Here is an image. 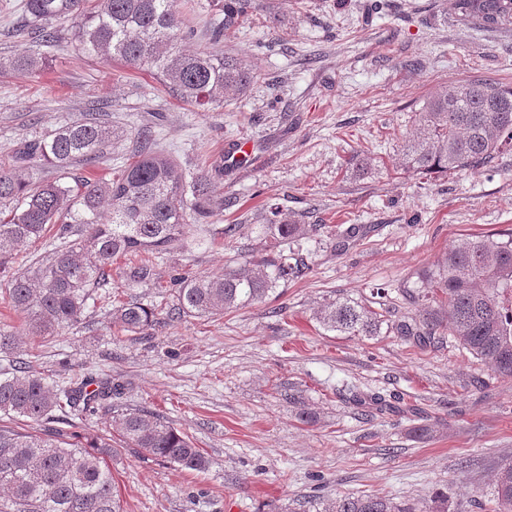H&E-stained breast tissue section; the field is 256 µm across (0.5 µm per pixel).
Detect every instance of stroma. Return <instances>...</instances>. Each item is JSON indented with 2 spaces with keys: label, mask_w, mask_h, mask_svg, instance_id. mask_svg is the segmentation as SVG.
I'll return each instance as SVG.
<instances>
[{
  "label": "stroma",
  "mask_w": 512,
  "mask_h": 512,
  "mask_svg": "<svg viewBox=\"0 0 512 512\" xmlns=\"http://www.w3.org/2000/svg\"><path fill=\"white\" fill-rule=\"evenodd\" d=\"M223 46L260 77L208 112L169 96L148 72L74 50L55 52L32 74H0V159L98 103L125 135L97 178L111 177L146 128L189 174L203 155L250 144L246 162L225 166L214 182L223 212L153 255L148 281L130 280L124 260L115 261L82 323L52 338L26 336L8 286L55 251L58 226L18 248L0 270V327L18 337L0 351V372L27 362L52 386L88 374L121 384L111 410L79 417L74 431L111 432L107 462L123 512H300L301 503L359 492L426 505L439 490L449 512H479L476 501H488L497 473L512 464V378L451 336L427 346L386 331L344 336L313 314L338 296L371 301L380 287L397 315L407 314L401 290L418 273L468 237L512 229V148L478 172L409 176L393 167L415 109L435 88L466 78L512 84V28L463 23L451 0H293L278 22L255 11ZM272 198L310 227L293 243L310 265L306 276L220 316L137 333L118 326L116 306L172 301L178 276L219 275L247 253L275 254L264 229ZM355 387L399 394L420 413L367 415L347 400ZM131 408L185 432L207 468L123 447L119 420ZM416 423L430 434L415 436Z\"/></svg>",
  "instance_id": "stroma-1"
}]
</instances>
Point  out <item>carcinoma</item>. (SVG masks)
<instances>
[{
	"label": "carcinoma",
	"instance_id": "cac0c4a2",
	"mask_svg": "<svg viewBox=\"0 0 512 512\" xmlns=\"http://www.w3.org/2000/svg\"><path fill=\"white\" fill-rule=\"evenodd\" d=\"M455 14L485 29L512 26V0H452ZM24 23L15 35L36 49L19 54L0 71L20 74L40 69L51 53L75 43L83 54L103 62L148 71L162 80L176 99L201 111L241 97L259 78L252 65L219 48L224 37L247 21L255 0H224V22L210 30L212 47L187 51L192 34L188 19L176 15L172 0H21ZM415 131L404 139L393 166L407 174L479 171L512 146V85L489 78L469 79L431 93L415 112ZM114 130L100 111L84 112L65 125L26 139L0 164V267L18 246L42 238L60 225L64 241L55 258L11 280L8 298L23 313L27 335L46 339L82 321L96 288L112 276L118 258L133 262L130 274L147 279L145 255L180 242L187 218L204 223L224 200L211 195L216 162H204L186 177L170 157L154 149L151 135L138 136L135 150L114 177L77 176L97 167L112 145ZM46 164L56 177L27 182L17 169ZM269 235L279 241L274 256H251L242 267H228L222 277L175 279V305L168 319L213 316L266 301L279 287L310 270L288 243L304 225L280 219L279 204L267 205ZM82 226L70 238L72 225ZM419 307L418 318H393L385 302L373 306L345 297L320 305L314 318L323 329L345 336L372 337L387 327L404 342L433 343L453 336L496 372L512 377V231L466 239L451 248L436 268L419 276L406 291ZM157 309L125 303L115 310L121 327L137 332L159 322ZM97 385L90 391L88 387ZM121 385L83 377L75 386L53 390L42 372L29 364L0 373V414L34 422L95 412ZM349 402L369 413H415L394 394L351 389ZM120 431L128 448H140L165 462L190 470L206 467L203 453L188 436L148 409L122 414ZM49 433L0 428V512H121L112 470L97 450ZM493 512H512V465L506 466L491 493ZM313 512H420L408 501L366 493L317 500Z\"/></svg>",
	"mask_w": 512,
	"mask_h": 512
}]
</instances>
